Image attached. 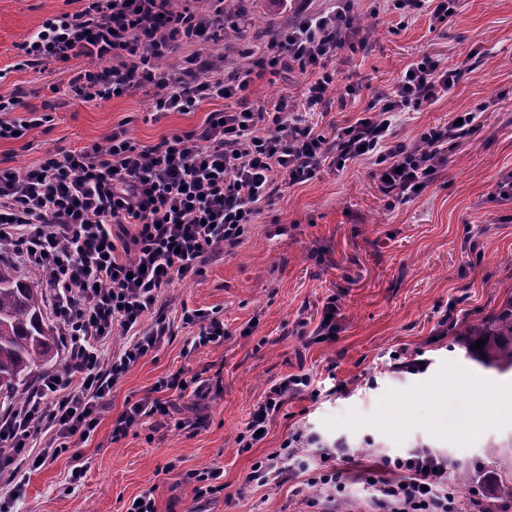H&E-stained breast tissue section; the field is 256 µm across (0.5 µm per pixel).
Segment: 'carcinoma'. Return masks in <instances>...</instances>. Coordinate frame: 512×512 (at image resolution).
<instances>
[{"mask_svg":"<svg viewBox=\"0 0 512 512\" xmlns=\"http://www.w3.org/2000/svg\"><path fill=\"white\" fill-rule=\"evenodd\" d=\"M43 294L22 280L17 266L0 259V398L11 406L33 370L54 359L57 326L44 314ZM469 354L485 365L500 369L512 368V301L466 332ZM483 339L480 349L472 348ZM496 478L488 489L490 505L501 499H512V448L503 452L495 462ZM478 477V472L453 466L448 470V484L453 490H465Z\"/></svg>","mask_w":512,"mask_h":512,"instance_id":"cac0c4a2","label":"carcinoma"}]
</instances>
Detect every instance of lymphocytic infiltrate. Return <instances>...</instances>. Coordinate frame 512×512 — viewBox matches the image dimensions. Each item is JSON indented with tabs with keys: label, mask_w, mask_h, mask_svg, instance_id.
<instances>
[{
	"label": "lymphocytic infiltrate",
	"mask_w": 512,
	"mask_h": 512,
	"mask_svg": "<svg viewBox=\"0 0 512 512\" xmlns=\"http://www.w3.org/2000/svg\"><path fill=\"white\" fill-rule=\"evenodd\" d=\"M81 0L80 9L47 20L22 47V67L37 71L73 56L89 67L70 74L61 90L88 104L143 87L154 90L155 115L190 113L206 101H224L202 127L171 133L142 146L125 130L107 145L63 155L46 154L17 171L0 168V241L26 266L48 273L52 309L67 356L63 371L43 375L10 412L0 415V480L21 490L23 471L38 469L69 449L74 435L90 437L118 379L170 333L157 313L159 293L173 280L194 279L217 254L243 243L262 207L282 184H303L321 172L363 162L388 205L417 197L445 160L457 129H470L480 112L460 123L432 126L416 142L398 137L402 116L449 95L475 72L469 50L451 67L423 54L390 89L377 94L355 122L324 130L302 123L295 102L282 96L254 105L256 75L287 69L305 76L309 105L328 104L344 53L363 50L371 35L356 25L354 0H323L294 12L265 45L247 48L244 64L213 56L224 38V0ZM459 0H380L375 14L408 18L427 11L432 24L448 22ZM184 53L176 67L163 58ZM20 97L0 98V141L47 126L51 114L22 110ZM121 346H113L114 337ZM156 396L135 400L118 417L113 440L169 412L166 391L204 398L209 380L175 374L159 380ZM319 397L310 374L269 383L237 437L242 450L258 443L287 399ZM345 440L328 443L312 428L293 429L280 448L258 458L248 483L277 487L294 472L305 485L332 494L345 491L341 464ZM385 477L375 479L378 512H458L448 490V459L428 449L383 457Z\"/></svg>",
	"instance_id": "lymphocytic-infiltrate-1"
}]
</instances>
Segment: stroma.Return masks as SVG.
<instances>
[{
    "label": "stroma",
    "instance_id": "35a3bbf8",
    "mask_svg": "<svg viewBox=\"0 0 512 512\" xmlns=\"http://www.w3.org/2000/svg\"><path fill=\"white\" fill-rule=\"evenodd\" d=\"M301 4L290 0L281 9L273 0H224L239 30L231 42L213 45V53L239 60ZM371 7V0H356L355 11L373 34L336 75L340 86L364 84L362 95L343 107L307 109L309 122L322 128L353 122L422 54L450 65L475 49L476 72L463 77L451 98L407 114L399 136L414 142L427 127L447 124L453 112H481L479 125L449 142L433 185L391 209L362 163L282 186L243 244L209 263L202 277L162 290L172 336L119 379L94 434L70 438L67 453L27 473L13 512H125L150 488L157 512H196L199 503L183 477L210 467L224 470L212 512H367L375 491L362 469L380 453L424 447L487 474L512 448V407L486 403L483 389L487 382L512 389V370L484 366L463 342L468 325L512 300V197L490 193L498 175L512 170V0H461L448 24L431 27L422 12L396 32L376 24ZM72 9L68 0H0V96L22 97L54 116L49 128L0 141V167L22 169L48 152L103 145L121 127L134 142L151 145L201 126L208 112L223 108V101L206 102L195 112L153 120L147 88L96 105L52 94L51 85L66 82L67 69L87 66L88 58L37 73L20 68V47L46 20ZM304 90L297 74L267 73L255 79L252 99L259 105L283 95L299 101ZM331 296L339 308L336 338L303 344L299 321L316 327ZM186 307L222 311L229 332L224 344L187 349L195 330L180 323ZM396 351L423 356L427 369L393 372ZM180 371L211 378L209 396L174 398L169 415L112 442V425L127 402ZM292 373L331 377L346 390L289 398L267 437L240 450L237 436L267 384ZM468 406L483 412L472 430L461 427L460 411ZM184 418L203 425L177 428ZM302 424L326 441L342 436L352 446L346 464L352 479L343 498L328 501L324 490L303 487L297 478L278 488L247 485L252 463ZM78 459L87 471L72 486L68 478Z\"/></svg>",
    "mask_w": 512,
    "mask_h": 512
}]
</instances>
